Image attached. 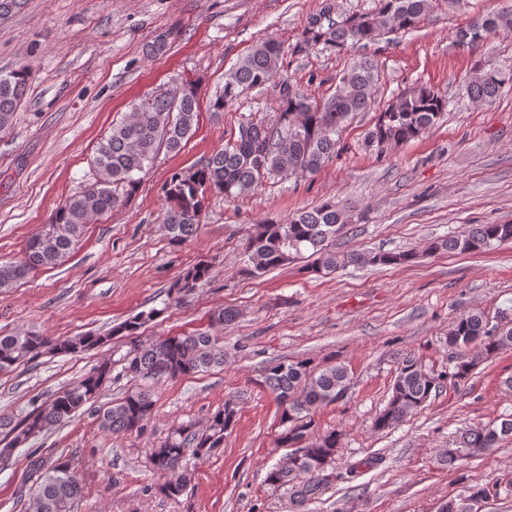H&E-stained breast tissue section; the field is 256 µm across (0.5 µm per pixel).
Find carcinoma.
Here are the masks:
<instances>
[{
    "instance_id": "1",
    "label": "carcinoma",
    "mask_w": 512,
    "mask_h": 512,
    "mask_svg": "<svg viewBox=\"0 0 512 512\" xmlns=\"http://www.w3.org/2000/svg\"><path fill=\"white\" fill-rule=\"evenodd\" d=\"M431 7L432 0H378V6L370 12L346 14L336 10V0H321L319 10L309 16L294 44L286 47L272 36L258 41L225 75L223 88L211 100V111L222 112L224 105L257 88L277 100L278 118L269 126H241L238 137L228 139L224 148L195 171L170 175L164 187L169 207L162 219L170 242L178 245L196 233L210 192L237 197L271 177L318 173L336 155L344 123L374 102L376 65L370 57L348 62L339 75L336 93L317 101L283 74L285 53L301 54L320 45L339 49L365 47L415 27ZM500 31L512 32V8L472 18L456 30L455 39L459 46L472 49ZM507 84H512V69L479 67L468 82L466 93L476 101L488 103ZM26 85L27 74L23 70L0 75V132L12 126ZM446 105L430 87L413 89L379 114L368 133L369 145L382 152L388 146L420 136L437 122ZM198 117L197 91L188 81L182 82L176 95L160 92L134 103L129 115L112 123L109 134L98 143L92 160L93 180L64 200L50 224L27 241L20 259L0 262V290L9 289L33 270L52 267L66 257L78 244L84 226L121 202L119 191L128 195L136 190L138 174L152 166L161 150L178 152L186 145L195 132ZM363 221L364 215L350 214L336 200L329 199L284 220L260 224L247 243L250 267L246 272L261 276L294 262L305 251L314 256L313 272H332L350 265H411L420 258V253L413 250H352L339 257L328 248V243L348 225ZM511 242L512 224H470L461 232L434 239L426 251L465 254ZM208 274L209 264L201 261L183 273L176 288L188 294ZM155 315L153 309L142 312L117 327L116 332L125 335L130 343L121 357L124 373L133 378L172 379L224 365V341L220 336L203 332L155 342L138 339L135 332ZM109 340L108 336L91 334L66 338L31 332L0 335V371L16 369L45 354H74ZM446 342L448 363L440 371L426 369L412 354L401 356L388 403L372 422L375 430L396 428L444 385L457 388L465 384L481 359L512 348V327L494 324L482 312H467L448 328ZM476 342L480 350L474 354L471 345ZM111 372L112 363L105 360L78 383L50 396L26 414H0V459L8 460L9 450L67 422L96 397ZM263 383L282 409L281 422L286 429L281 434V444L302 450L300 461L287 455L268 472L266 481L288 491L292 512H305L306 505L333 478L327 468L339 441L334 431L312 435L313 412L344 397L349 372L340 364L315 373L304 361L278 362L267 366ZM154 404L151 391L130 392L99 411V427L113 433H139L147 425ZM234 420L235 411L226 406L205 425L187 423L168 435L152 453L154 470L162 478L156 490L169 498L179 497L190 481L189 472L182 467L185 456H204L223 447L224 432ZM508 437H512V419L460 430L450 446L439 449L438 461L459 468ZM32 466L41 474L29 493L27 512H70L72 503L83 494L82 482L70 460L59 458L48 467L35 461ZM490 494L492 489L487 486L470 488L452 499V512H475V500Z\"/></svg>"
}]
</instances>
